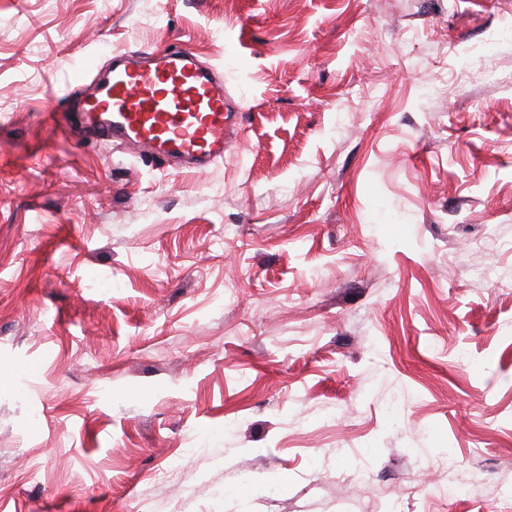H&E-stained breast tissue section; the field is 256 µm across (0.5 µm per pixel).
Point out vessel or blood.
Returning a JSON list of instances; mask_svg holds the SVG:
<instances>
[{
    "label": "vessel or blood",
    "instance_id": "obj_1",
    "mask_svg": "<svg viewBox=\"0 0 512 512\" xmlns=\"http://www.w3.org/2000/svg\"><path fill=\"white\" fill-rule=\"evenodd\" d=\"M74 105L94 137L176 159L189 171L222 161L240 131L223 74L188 48L113 49L110 76L76 82L48 121L62 126Z\"/></svg>",
    "mask_w": 512,
    "mask_h": 512
}]
</instances>
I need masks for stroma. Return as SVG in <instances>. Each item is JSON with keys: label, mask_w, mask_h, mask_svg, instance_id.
<instances>
[{"label": "stroma", "mask_w": 512, "mask_h": 512, "mask_svg": "<svg viewBox=\"0 0 512 512\" xmlns=\"http://www.w3.org/2000/svg\"><path fill=\"white\" fill-rule=\"evenodd\" d=\"M505 18L0 0V365L37 368L0 378V512H512V42L468 66ZM169 44L242 101L223 161L45 124L74 64Z\"/></svg>", "instance_id": "stroma-1"}]
</instances>
